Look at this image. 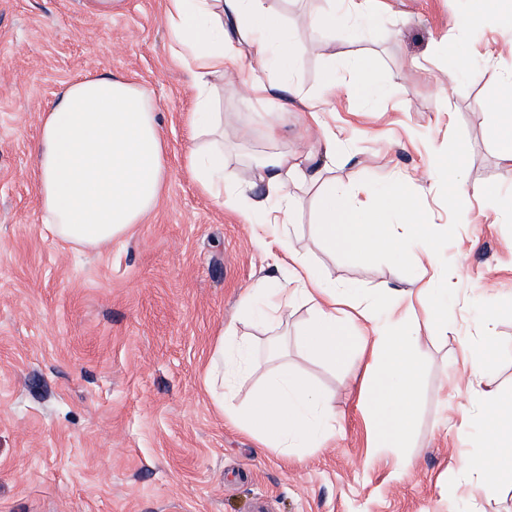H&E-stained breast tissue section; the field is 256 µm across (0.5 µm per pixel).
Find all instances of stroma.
<instances>
[{
    "label": "stroma",
    "instance_id": "35a3bbf8",
    "mask_svg": "<svg viewBox=\"0 0 512 512\" xmlns=\"http://www.w3.org/2000/svg\"><path fill=\"white\" fill-rule=\"evenodd\" d=\"M298 44L294 93L277 141L262 105L241 102L232 76L218 87L224 125L241 132L229 179L248 180L254 162L306 150L318 135L300 98L318 96L324 71L346 76L324 53L341 30L320 24L329 0H269ZM502 20L472 25L470 0H375L362 35L345 47L366 58L381 91L337 95L324 127L344 141L337 183L383 185L414 178L413 200L428 216L431 251L448 283L445 337L421 324L416 353L418 413L404 448H374L360 408L357 362L346 371L307 356L299 332L313 315L296 297L278 326H260L242 301L287 285L286 258L190 177L188 116L193 92L171 49L164 0H127L112 16L84 0H0V512H512V489L483 487L463 457L479 434L457 431L471 407L462 348L491 342L490 389L512 395V170L499 160V117L478 100L512 81ZM485 70L439 91L449 64ZM123 75L153 92L167 145L164 189L143 223L111 246L80 250L42 222L33 154L42 112L72 82ZM462 156L470 194L458 199L431 157ZM488 188L485 196L473 195ZM296 246L324 281L352 289L384 317L385 291L406 288L421 262L383 253L364 262L324 248L315 191L290 185ZM235 325L257 356L288 341V361L330 394V447L282 458L258 448L214 404L208 360L222 329Z\"/></svg>",
    "mask_w": 512,
    "mask_h": 512
}]
</instances>
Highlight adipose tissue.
Listing matches in <instances>:
<instances>
[{"label": "adipose tissue", "mask_w": 512, "mask_h": 512, "mask_svg": "<svg viewBox=\"0 0 512 512\" xmlns=\"http://www.w3.org/2000/svg\"><path fill=\"white\" fill-rule=\"evenodd\" d=\"M166 22L175 52L185 63L195 91L192 113L194 146L187 155L192 178L218 203L241 206L261 224L277 226L275 242L295 266L303 260L287 225L296 210L288 186L311 181L321 239L329 249L363 258L405 243L411 255L427 254L426 222L398 233L394 214L414 216V203L404 183L348 189L323 177L336 161V136L325 133L323 154L279 151L257 164L251 185L228 184L230 157L224 149V115L213 111L214 82L233 73L242 101L254 104L280 98L292 81L295 60L302 52L283 17L266 0H166ZM34 173L44 223L67 242L99 248L141 223L157 205L165 181V141L150 90L124 76L88 77L71 83L54 106L42 113ZM374 195L377 207L358 210L357 194ZM298 291L315 311L302 327L306 353L331 366L347 361L358 335L357 321H371L368 309L352 305L349 289L329 287L310 273L298 276ZM405 310L420 307L426 318L438 319L451 334L448 314L435 302L433 282L390 289ZM420 336L395 325L374 331L370 353L362 361L360 401L374 422L371 439L382 448H399L407 440L416 413L415 387L420 369L415 351ZM475 374L467 387L480 404L463 411L459 427L480 421L485 436L478 459L469 461L488 484L512 486V397L482 388L479 375L491 362L489 349L466 355ZM261 376L264 387L242 410L230 412L265 448L288 457L307 448L324 447L336 434V412L329 395L311 385L287 361L272 364L256 358L247 340L222 332L207 368L211 394L226 407L227 391L239 377Z\"/></svg>", "instance_id": "1"}]
</instances>
